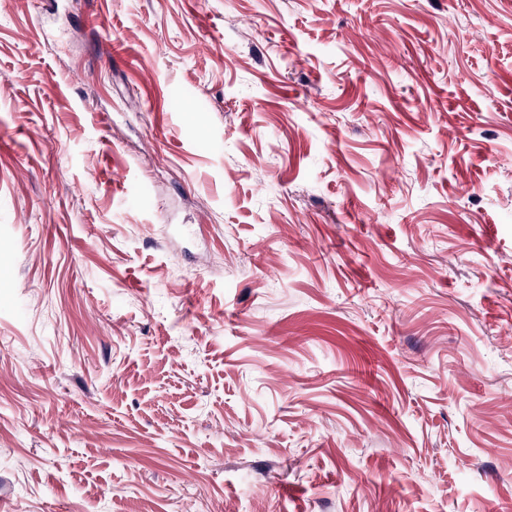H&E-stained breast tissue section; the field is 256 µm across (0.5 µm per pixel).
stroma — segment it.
I'll list each match as a JSON object with an SVG mask.
<instances>
[{
    "instance_id": "1",
    "label": "stroma",
    "mask_w": 512,
    "mask_h": 512,
    "mask_svg": "<svg viewBox=\"0 0 512 512\" xmlns=\"http://www.w3.org/2000/svg\"><path fill=\"white\" fill-rule=\"evenodd\" d=\"M0 512H512V0H0Z\"/></svg>"
}]
</instances>
